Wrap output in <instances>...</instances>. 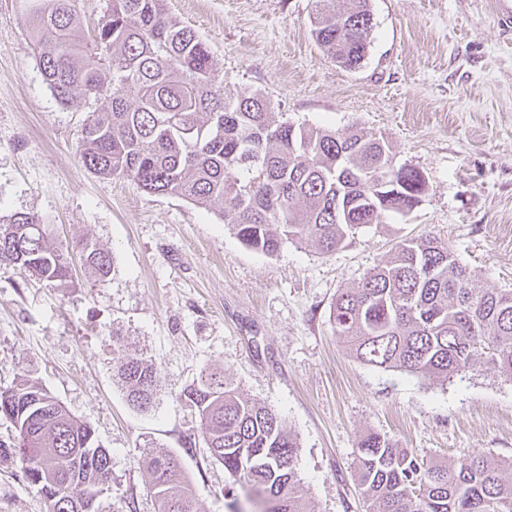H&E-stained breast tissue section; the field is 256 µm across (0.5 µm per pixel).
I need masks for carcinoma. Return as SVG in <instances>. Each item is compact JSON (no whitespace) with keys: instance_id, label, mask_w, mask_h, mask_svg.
<instances>
[{"instance_id":"carcinoma-1","label":"carcinoma","mask_w":512,"mask_h":512,"mask_svg":"<svg viewBox=\"0 0 512 512\" xmlns=\"http://www.w3.org/2000/svg\"><path fill=\"white\" fill-rule=\"evenodd\" d=\"M44 82L62 102L98 103L81 133L83 164L103 177L133 179L149 193L221 206L250 249L272 255L289 241L333 254L350 235L396 216L428 191L407 166L386 206L365 200L392 169L387 143L358 129L339 132L278 119L262 95H231L209 47L166 12L165 0H112L85 42L77 0H24ZM312 36L338 66L360 68L373 28L370 0H313ZM86 268L103 282L110 254L81 243ZM63 286L64 252L49 244L40 217L0 221V265ZM336 336L361 363L449 381L486 362L512 379V291L475 285L447 243L434 236L399 242L391 256L333 309ZM129 402L152 405L157 369L143 356L118 363ZM179 399L197 413L203 440L258 512H308L294 468L300 445L270 408L238 393L224 372L206 368ZM0 417L17 432L25 477L47 512L103 492L112 471L94 429L35 381L0 391ZM169 455L144 458L159 512H208ZM356 481L367 512H512V464L481 453L458 463L427 461L377 433L358 441Z\"/></svg>"}]
</instances>
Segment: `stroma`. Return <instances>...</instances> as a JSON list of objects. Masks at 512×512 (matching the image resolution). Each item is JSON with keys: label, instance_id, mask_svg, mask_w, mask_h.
<instances>
[{"label": "stroma", "instance_id": "stroma-1", "mask_svg": "<svg viewBox=\"0 0 512 512\" xmlns=\"http://www.w3.org/2000/svg\"><path fill=\"white\" fill-rule=\"evenodd\" d=\"M166 3L209 46L225 91L262 94L297 125L381 137L429 190L333 254L253 251L219 206L89 171L79 140L93 102L56 98L21 0H0V216H40L72 265L61 287L0 266V389L28 376L94 428L112 457L99 512H157L149 449L177 456L197 496L228 512L232 480L178 399L207 367L297 438L312 512H365L355 463L369 433L438 462L512 461L511 380L482 362L450 383L364 365L331 318L339 291L411 237L447 242L479 286L512 289V26L499 20L512 0H371L369 55L353 71L312 38V0ZM83 238L111 254L105 282L84 269ZM128 352L158 369L150 412L117 376ZM0 512H46L14 456L0 457Z\"/></svg>", "mask_w": 512, "mask_h": 512}]
</instances>
